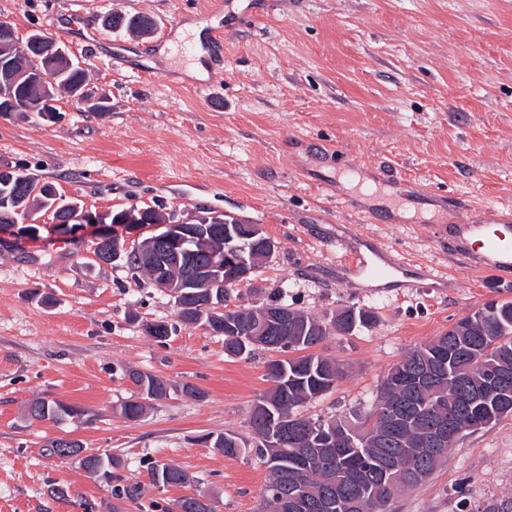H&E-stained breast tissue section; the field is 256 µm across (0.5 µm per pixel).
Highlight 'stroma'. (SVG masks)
Wrapping results in <instances>:
<instances>
[{
	"label": "stroma",
	"instance_id": "35a3bbf8",
	"mask_svg": "<svg viewBox=\"0 0 512 512\" xmlns=\"http://www.w3.org/2000/svg\"><path fill=\"white\" fill-rule=\"evenodd\" d=\"M113 13L171 33L160 45L110 29ZM252 13L264 24L248 26ZM0 18L19 38L38 31L84 57L89 89L108 102L90 112L62 95L56 120L0 116V164L94 213L261 224L278 249L228 309L279 298L317 317L352 304L376 314L371 329L318 346L345 375L301 415L368 411L406 353L486 302L512 301V268L478 266L455 210L512 209V0H279L272 11L267 0H0ZM347 159L387 163L447 198L448 222L372 224L337 204L327 180ZM39 219L24 250L0 247V512H178L193 495L216 512H258L265 467L204 437L249 436L268 352L228 356L223 336L180 324L173 297L123 261L95 262L91 233L63 240ZM59 240L65 250H48ZM351 250L365 267L347 265ZM160 320L175 327L162 341L144 331ZM130 369L169 385L135 423L119 414L135 393ZM43 398L78 406L83 422L27 419ZM56 438L117 457V483L50 454ZM155 462L189 483L154 485ZM120 484L141 485L140 499L116 501ZM392 508L512 512V416L462 437Z\"/></svg>",
	"mask_w": 512,
	"mask_h": 512
}]
</instances>
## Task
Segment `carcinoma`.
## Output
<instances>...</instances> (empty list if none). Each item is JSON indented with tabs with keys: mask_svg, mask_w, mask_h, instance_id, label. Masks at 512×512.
<instances>
[{
	"mask_svg": "<svg viewBox=\"0 0 512 512\" xmlns=\"http://www.w3.org/2000/svg\"><path fill=\"white\" fill-rule=\"evenodd\" d=\"M110 29H123L130 34L146 37L156 28L153 18L141 14H114L106 19ZM87 71L70 68L57 84L52 96L66 93L90 102L88 111L106 109L104 99L95 102L85 93ZM38 87L28 82L14 85L12 95L15 108L38 97ZM13 178L0 181V196L14 206L30 208L35 203L44 210H52V218L65 222L75 208L51 209L55 187L40 184L35 179L12 172ZM229 295L227 288H195L193 294L175 299L182 324L192 325L210 310V304L219 303ZM279 312L288 319V333L275 330L266 316ZM227 322L217 327L210 319L205 322L217 331H224V351L230 356L248 357L261 349L283 359L267 362V376L272 386L259 395L249 424L255 442L234 432H224L213 439V447L224 456L236 458L252 455L267 470V481L262 489L263 512H320L315 504L327 500L339 502L337 512H392L395 495L428 479L441 462L448 457L459 437L448 434L446 451L433 450L425 430L432 421L462 422L472 416L484 421L485 426L496 424L512 415V302H489L474 313L457 320L447 331L429 343L408 352L384 374L376 400L358 422L341 419L313 421L296 413L303 403L325 395L342 377L339 365L320 354H302L332 335L346 336L357 328H368L374 321L371 311L346 306L335 313L315 317L276 301L243 311H229ZM296 352V357L286 354ZM128 377L141 392L139 399L120 405V415L135 423L145 413L147 400L166 396L167 386L158 377L131 371ZM506 384L508 404L490 401L472 406L469 396L481 394L492 380ZM395 412L403 424L395 433L385 430L386 412ZM36 421L82 420L85 412L58 401L38 400L28 410ZM280 416L294 417L288 422V432L274 446L269 444L265 422ZM332 431L346 436L333 448L313 446L311 434ZM50 451L61 457H75L83 452L76 441L56 438L50 442ZM79 464L88 473L116 466V459L107 453L83 456ZM154 485L178 486L188 482L187 474L172 465L152 467ZM178 512H215L209 499L186 496L177 503Z\"/></svg>",
	"mask_w": 512,
	"mask_h": 512,
	"instance_id": "cac0c4a2",
	"label": "carcinoma"
}]
</instances>
